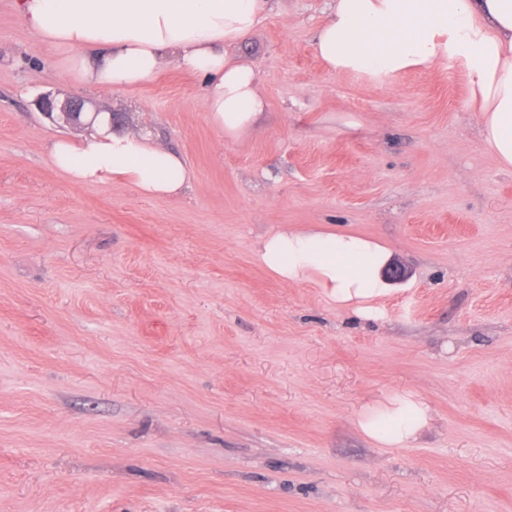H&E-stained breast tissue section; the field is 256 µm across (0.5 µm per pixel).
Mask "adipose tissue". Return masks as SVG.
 Listing matches in <instances>:
<instances>
[{"label":"adipose tissue","instance_id":"ef3b65f1","mask_svg":"<svg viewBox=\"0 0 512 512\" xmlns=\"http://www.w3.org/2000/svg\"><path fill=\"white\" fill-rule=\"evenodd\" d=\"M16 8L26 28L70 53L83 84L131 88L168 61L203 80L204 108L225 136L253 130L263 113L257 68L229 49L263 24L268 0H17ZM313 47L328 70L380 81L456 61L469 77L484 145L512 169V0H334ZM51 160L75 182H121L148 197L178 198L195 178L150 133L103 126L81 141H56ZM254 257L278 280L315 284L358 316L378 312L389 292L390 252L360 234L281 230L260 240ZM428 418L424 402L401 394L367 407L357 427L375 444L401 447Z\"/></svg>","mask_w":512,"mask_h":512}]
</instances>
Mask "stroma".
Here are the masks:
<instances>
[{"instance_id":"1","label":"stroma","mask_w":512,"mask_h":512,"mask_svg":"<svg viewBox=\"0 0 512 512\" xmlns=\"http://www.w3.org/2000/svg\"><path fill=\"white\" fill-rule=\"evenodd\" d=\"M329 4L271 0L232 47L267 106L228 139L199 78L75 85L0 0V512H512V170L457 62L326 69ZM45 92L130 113L194 180L176 201L72 181L49 151L80 133ZM312 225L405 268L377 318L256 262ZM400 391L426 429L373 444L358 414Z\"/></svg>"}]
</instances>
